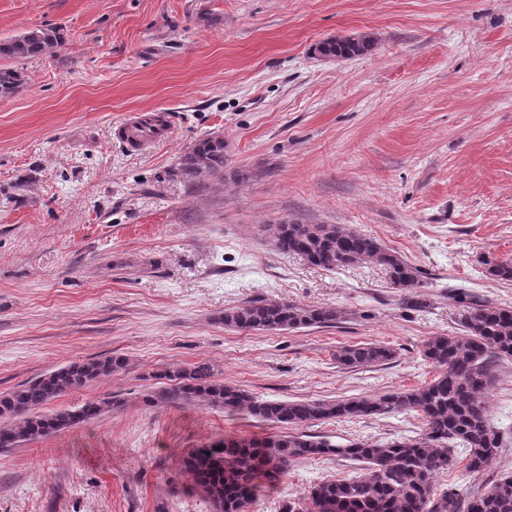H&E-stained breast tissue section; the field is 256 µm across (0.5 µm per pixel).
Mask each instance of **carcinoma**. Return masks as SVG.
<instances>
[{"label": "carcinoma", "mask_w": 512, "mask_h": 512, "mask_svg": "<svg viewBox=\"0 0 512 512\" xmlns=\"http://www.w3.org/2000/svg\"><path fill=\"white\" fill-rule=\"evenodd\" d=\"M61 37L53 28H35L0 40V58L24 60L49 53ZM370 48L366 39L337 38L317 45L326 57L351 58ZM23 84L22 72L0 66V97ZM226 165L224 140L207 139L181 158L178 170L189 180L219 175ZM275 248L297 255L327 271L359 263L382 267L390 284L406 293L422 286L424 272L376 239L336 224L276 226ZM345 318L337 307L306 308L285 301L256 300L224 311V326L242 331L281 332L332 326ZM460 336H432L422 355L438 374L412 389L340 400H272L215 378L205 363L168 370L174 382L167 399L204 402L228 413H246L275 424L299 427L336 418L362 419L415 412L424 420L416 437L387 443L349 440L334 443L306 432L262 438H233L191 451L184 468L213 505L214 512H252L259 493L299 459L337 457L363 464L354 478L324 480L290 499L281 512H512V475L467 497L449 489L436 493L435 479L464 464L485 471L500 451L498 434L489 425L484 398L493 385L495 361L512 358V309L474 304ZM394 349L377 344L342 345L336 363L361 368L386 363ZM122 357L89 359L63 365L0 395V448L46 437L98 417L110 402L41 415L38 409L71 390L123 370Z\"/></svg>", "instance_id": "obj_1"}]
</instances>
